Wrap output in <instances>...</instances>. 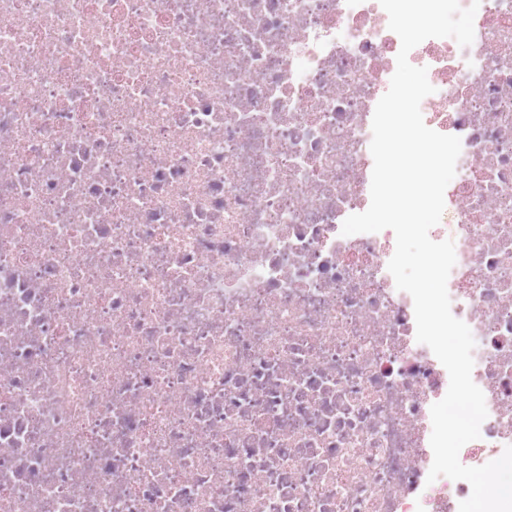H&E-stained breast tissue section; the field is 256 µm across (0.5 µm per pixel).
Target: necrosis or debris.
<instances>
[{
	"mask_svg": "<svg viewBox=\"0 0 512 512\" xmlns=\"http://www.w3.org/2000/svg\"><path fill=\"white\" fill-rule=\"evenodd\" d=\"M411 50L460 137L433 241L512 445V0ZM379 0H0V512H459L449 374L395 292Z\"/></svg>",
	"mask_w": 512,
	"mask_h": 512,
	"instance_id": "obj_1",
	"label": "necrosis or debris"
}]
</instances>
